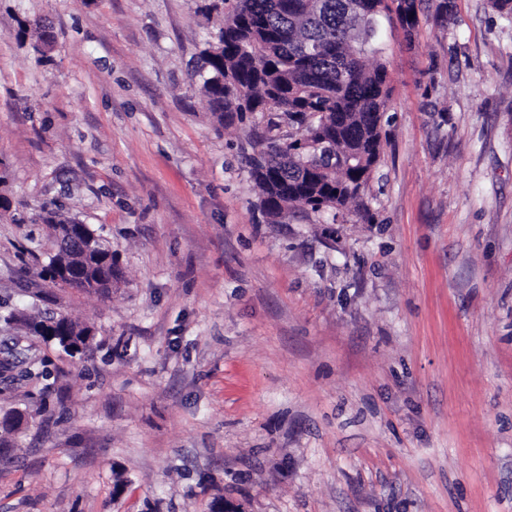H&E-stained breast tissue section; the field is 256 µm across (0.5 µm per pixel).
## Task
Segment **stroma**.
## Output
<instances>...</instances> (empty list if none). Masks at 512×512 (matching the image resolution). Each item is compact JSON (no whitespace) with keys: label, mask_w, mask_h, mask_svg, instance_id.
<instances>
[{"label":"stroma","mask_w":512,"mask_h":512,"mask_svg":"<svg viewBox=\"0 0 512 512\" xmlns=\"http://www.w3.org/2000/svg\"><path fill=\"white\" fill-rule=\"evenodd\" d=\"M201 4L0 0V301L97 342L0 322L50 370L0 378V512H512V18L384 25L372 222L270 224L257 123L200 92ZM53 203L111 247L108 295L36 276Z\"/></svg>","instance_id":"1"}]
</instances>
